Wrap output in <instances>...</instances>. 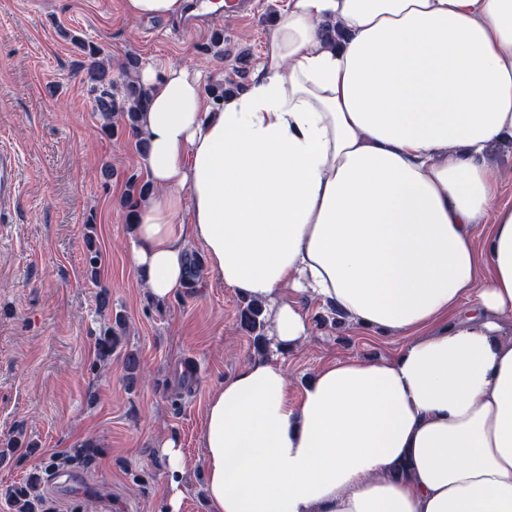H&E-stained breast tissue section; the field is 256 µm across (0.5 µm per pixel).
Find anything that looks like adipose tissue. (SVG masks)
Here are the masks:
<instances>
[{
  "label": "adipose tissue",
  "instance_id": "obj_1",
  "mask_svg": "<svg viewBox=\"0 0 512 512\" xmlns=\"http://www.w3.org/2000/svg\"><path fill=\"white\" fill-rule=\"evenodd\" d=\"M140 80L131 268L168 301L195 240L270 317L268 355L208 398L207 512H512V209L486 163L512 147V0H286L244 91ZM304 296L406 343L291 401Z\"/></svg>",
  "mask_w": 512,
  "mask_h": 512
}]
</instances>
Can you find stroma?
I'll use <instances>...</instances> for the list:
<instances>
[{
    "label": "stroma",
    "instance_id": "35a3bbf8",
    "mask_svg": "<svg viewBox=\"0 0 512 512\" xmlns=\"http://www.w3.org/2000/svg\"><path fill=\"white\" fill-rule=\"evenodd\" d=\"M282 0H260L250 20L224 19L221 46L209 30L186 35L175 20L136 19L124 0H0V141L15 151L19 194L0 223V512L7 492L41 475L38 512H166L169 474L158 448L177 438L188 469L180 512H206L202 425L209 393L251 359L239 330L241 295L208 281L202 290L155 302L128 261L132 239L122 200L129 179L146 172L132 135L100 132L89 60L76 39L98 45L125 80L129 56L200 73L205 85H249ZM94 245L99 281L85 276ZM108 292L99 310V289ZM312 328L282 354L288 395L299 399L325 363L393 356L396 332L334 321L331 309L304 299ZM127 334L109 361L96 358L101 327L115 315ZM137 369H128L127 353ZM194 359L192 383L183 380ZM95 460L61 495L47 480L78 450Z\"/></svg>",
    "mask_w": 512,
    "mask_h": 512
}]
</instances>
